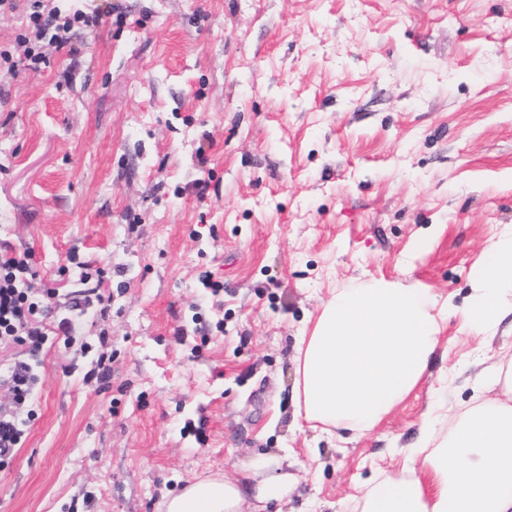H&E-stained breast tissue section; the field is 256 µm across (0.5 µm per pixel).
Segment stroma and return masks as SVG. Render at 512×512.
Returning a JSON list of instances; mask_svg holds the SVG:
<instances>
[{"label": "stroma", "instance_id": "obj_1", "mask_svg": "<svg viewBox=\"0 0 512 512\" xmlns=\"http://www.w3.org/2000/svg\"><path fill=\"white\" fill-rule=\"evenodd\" d=\"M50 4L99 23L60 48L27 0L0 12V242L33 250V301L88 306L30 400L0 386L29 421L0 512H162L283 448L282 512H348L440 401L474 402L475 357L512 355L511 322L484 337L452 313L370 431L296 413V341L334 291L383 278L463 304L512 226V0Z\"/></svg>", "mask_w": 512, "mask_h": 512}]
</instances>
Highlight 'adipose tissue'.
Segmentation results:
<instances>
[{"instance_id": "adipose-tissue-1", "label": "adipose tissue", "mask_w": 512, "mask_h": 512, "mask_svg": "<svg viewBox=\"0 0 512 512\" xmlns=\"http://www.w3.org/2000/svg\"><path fill=\"white\" fill-rule=\"evenodd\" d=\"M465 327L493 332L512 314V229L490 241L471 273ZM451 299L378 279L343 288L297 340L294 399L309 422L364 432L423 380L440 343ZM496 397L425 424L401 473H381L361 492L356 512H512V358L487 374ZM277 459L258 456L246 490L228 480L189 484L166 512H267L288 496L293 478L272 474Z\"/></svg>"}]
</instances>
